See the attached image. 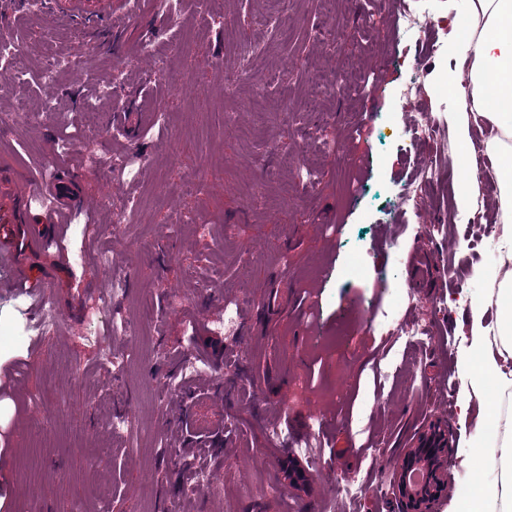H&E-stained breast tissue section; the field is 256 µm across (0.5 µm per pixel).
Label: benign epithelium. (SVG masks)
Wrapping results in <instances>:
<instances>
[{"label": "benign epithelium", "mask_w": 512, "mask_h": 512, "mask_svg": "<svg viewBox=\"0 0 512 512\" xmlns=\"http://www.w3.org/2000/svg\"><path fill=\"white\" fill-rule=\"evenodd\" d=\"M454 441L448 426L433 423L402 450V463L390 482L398 512H436L448 490V455Z\"/></svg>", "instance_id": "obj_1"}]
</instances>
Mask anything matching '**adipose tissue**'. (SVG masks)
<instances>
[{"label":"adipose tissue","instance_id":"obj_1","mask_svg":"<svg viewBox=\"0 0 512 512\" xmlns=\"http://www.w3.org/2000/svg\"><path fill=\"white\" fill-rule=\"evenodd\" d=\"M472 17L470 42V92L461 102L467 123L488 124L494 134L486 144L495 158L493 178L499 187L501 230L494 237L500 256L498 266L480 270L486 282L498 286L496 327L484 322L485 300L475 299L470 307V335L481 357L469 370V381L484 388L487 377L512 386V0H468ZM486 458L496 476L481 486L475 497L457 512H512V425L489 446Z\"/></svg>","mask_w":512,"mask_h":512}]
</instances>
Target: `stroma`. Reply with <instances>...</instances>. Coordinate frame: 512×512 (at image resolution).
<instances>
[{"instance_id": "obj_1", "label": "stroma", "mask_w": 512, "mask_h": 512, "mask_svg": "<svg viewBox=\"0 0 512 512\" xmlns=\"http://www.w3.org/2000/svg\"><path fill=\"white\" fill-rule=\"evenodd\" d=\"M399 6L147 0L132 12L112 0L120 42L62 73L61 109L47 114L32 78L83 35L0 0L29 75L0 84V115L25 111L0 135V168L36 179L81 168L90 202L72 213L91 226L17 252L23 271L56 282L52 334L37 337L44 308L0 277V512H396L400 452L434 420L458 433L437 512H456L461 486L488 477L468 318L489 292L476 272L494 264L498 188L482 186L479 223L452 224L456 186L416 182L418 164L461 156L464 132L490 131L465 127L448 94L473 52L456 28L467 2L425 0L432 25L415 35L398 30ZM243 42L254 51L225 86L219 62ZM339 57L347 81L368 77L365 98L316 95ZM112 85L120 100L84 110ZM411 87L438 118L431 140L414 138L402 109ZM119 111L129 132L117 137ZM122 155L137 164L118 179L109 162ZM413 183L419 196L403 203ZM130 199L131 222L113 233L111 206ZM418 246L432 260L420 280ZM145 301L143 338L113 333ZM386 313L424 335H381ZM102 334L127 356L121 371ZM119 415L135 429L116 438L103 422ZM296 462L321 471L291 481ZM202 464L214 481L196 488Z\"/></svg>"}]
</instances>
